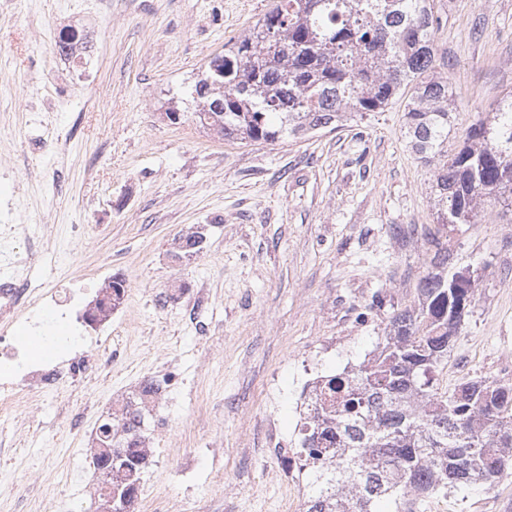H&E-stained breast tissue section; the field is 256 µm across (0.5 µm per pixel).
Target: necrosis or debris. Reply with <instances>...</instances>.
<instances>
[{"instance_id":"1","label":"necrosis or debris","mask_w":512,"mask_h":512,"mask_svg":"<svg viewBox=\"0 0 512 512\" xmlns=\"http://www.w3.org/2000/svg\"><path fill=\"white\" fill-rule=\"evenodd\" d=\"M48 251L41 228L0 224V413L14 414L41 404L70 380L111 367V335L85 329L86 313L76 288L45 287L39 276ZM33 336H53L51 352L30 358L17 327Z\"/></svg>"}]
</instances>
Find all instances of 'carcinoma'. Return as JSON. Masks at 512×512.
<instances>
[{"instance_id": "carcinoma-1", "label": "carcinoma", "mask_w": 512, "mask_h": 512, "mask_svg": "<svg viewBox=\"0 0 512 512\" xmlns=\"http://www.w3.org/2000/svg\"><path fill=\"white\" fill-rule=\"evenodd\" d=\"M432 0H273L250 33L224 51L202 96L197 124L228 141L303 138L407 91L412 148L434 166L438 223L469 224L478 202L512 206V96L497 121L472 125L448 154L451 94L436 75ZM432 271L419 307L400 309L385 343L365 365L326 376L323 426L301 429L305 461H330V490L318 486L306 512H372L407 496L419 501L512 470V382L476 377L448 391L435 373L471 311L473 286L454 288L447 244L434 237ZM123 455L99 465L140 471L135 427Z\"/></svg>"}]
</instances>
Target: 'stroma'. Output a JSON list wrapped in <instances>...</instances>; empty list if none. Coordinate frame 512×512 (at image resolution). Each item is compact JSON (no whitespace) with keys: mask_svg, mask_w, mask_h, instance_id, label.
<instances>
[{"mask_svg":"<svg viewBox=\"0 0 512 512\" xmlns=\"http://www.w3.org/2000/svg\"><path fill=\"white\" fill-rule=\"evenodd\" d=\"M272 0H14L0 15V172L17 224L42 225L49 281L75 278L92 303L120 278L133 346L111 373L64 387L24 412L0 456V512L34 488L61 512H93L70 475L97 418L70 411L143 378L164 382L142 429L167 448L141 479L195 512H280L282 472L257 435L275 409L295 436L305 366L323 374L370 359L393 311L419 304L432 237L468 273L469 316L440 387L512 381V208L482 201L469 224L437 221L434 169L415 153L394 99L301 139L231 143L193 121L186 90L210 57L247 35ZM439 76L453 91L448 147L512 95V0H434ZM92 40L63 62L49 28ZM176 101L185 118L163 114ZM194 231L199 252L172 261ZM207 303L197 308V294ZM195 461L181 470L179 459ZM415 512H512V474Z\"/></svg>","mask_w":512,"mask_h":512,"instance_id":"obj_1","label":"stroma"}]
</instances>
